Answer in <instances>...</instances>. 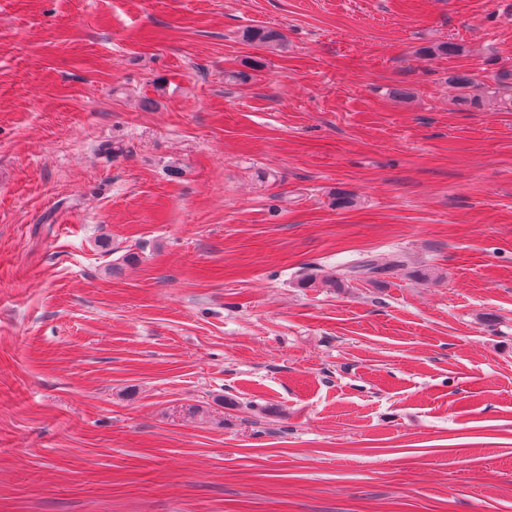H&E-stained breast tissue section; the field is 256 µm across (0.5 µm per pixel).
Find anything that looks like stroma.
I'll return each instance as SVG.
<instances>
[{"label":"stroma","mask_w":512,"mask_h":512,"mask_svg":"<svg viewBox=\"0 0 512 512\" xmlns=\"http://www.w3.org/2000/svg\"><path fill=\"white\" fill-rule=\"evenodd\" d=\"M503 66L512 0H0V512H512ZM242 41L268 49H278L285 43V35L278 29L267 26H252L242 31ZM493 79L496 87L492 88L484 98H476L475 96L470 97L469 93H466L467 89L470 88L472 80L467 75H455L450 78L457 87L462 91L460 100L464 104H471L477 106H491L502 107L505 109H512V94L508 92L512 91V68L502 67L495 72ZM508 95V97H506ZM403 266L404 263L400 257H391L388 259L368 257L362 260L358 265L348 267L342 273H339V276L325 278L321 282L332 288L341 286L344 281L357 279L358 277H363L371 282H378L383 281L387 276L393 275Z\"/></svg>","instance_id":"35a3bbf8"}]
</instances>
